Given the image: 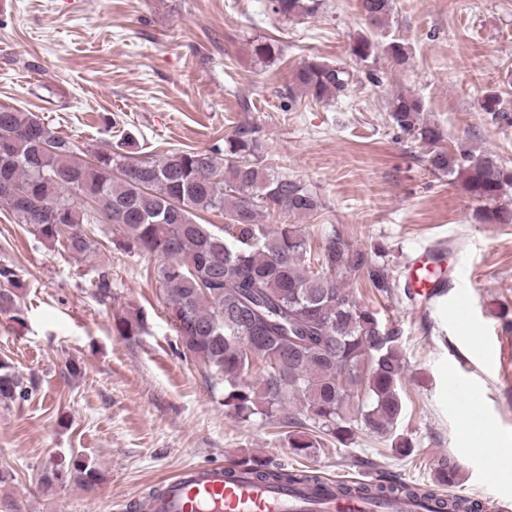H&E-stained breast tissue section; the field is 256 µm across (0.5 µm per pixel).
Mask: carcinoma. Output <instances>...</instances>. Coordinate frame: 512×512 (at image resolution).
Listing matches in <instances>:
<instances>
[{
  "instance_id": "cac0c4a2",
  "label": "carcinoma",
  "mask_w": 512,
  "mask_h": 512,
  "mask_svg": "<svg viewBox=\"0 0 512 512\" xmlns=\"http://www.w3.org/2000/svg\"><path fill=\"white\" fill-rule=\"evenodd\" d=\"M283 18H314L323 0H270ZM361 11L382 24L392 0H360ZM352 54H375L371 40L354 41ZM259 59L280 54L277 44L258 40ZM350 72L310 56L292 73L288 94L321 103L347 90ZM390 117L399 131L426 150V161L448 174L477 202L482 224H512V167L495 156L443 146L439 124L425 117L422 100L398 94ZM0 204L15 223L33 227L42 244L86 258L95 253L101 229L108 242L130 255L157 259L155 280L181 348L224 381V406L237 418L259 415L288 428V445L303 455L329 436L345 445L355 424L391 440L403 455L410 446L390 437L402 413L399 384L404 369L401 328L386 326L378 313L357 300L342 278L362 277L371 292L396 296L399 283L386 264L384 244L352 245L339 231L311 245L297 224H265L264 217L313 216L322 208L318 193L301 180L278 175L263 165L262 146L252 126H240L224 144L201 151L171 149L162 155L138 148L129 139L119 151L86 153L59 135L40 116L0 106ZM218 212L225 224H201L198 213ZM26 288L19 270L0 263V314L23 321ZM92 295L112 298V272L96 269ZM139 309L120 317L116 330L125 338L145 331ZM260 378L248 379L256 360ZM33 382L24 380L9 359L0 357V405L25 400ZM299 401V414L285 405ZM250 467L265 485L317 487L321 477L274 468L256 457L225 468ZM460 467L445 460L439 484H454ZM102 480L95 464L76 458L41 477L51 491L65 483L86 490ZM336 495L380 506L396 498L430 500L432 512H481L472 498L445 496L417 484H343Z\"/></svg>"
}]
</instances>
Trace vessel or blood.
Segmentation results:
<instances>
[{
    "instance_id": "obj_1",
    "label": "vessel or blood",
    "mask_w": 512,
    "mask_h": 512,
    "mask_svg": "<svg viewBox=\"0 0 512 512\" xmlns=\"http://www.w3.org/2000/svg\"><path fill=\"white\" fill-rule=\"evenodd\" d=\"M429 251L412 263L406 285L424 299L436 297ZM338 478L324 481L315 495L301 488L257 484L247 467H239L234 478L224 476L220 464L187 466L163 481L164 493L151 501L147 512H288L291 504L311 499L313 512H366V504L336 497Z\"/></svg>"
}]
</instances>
